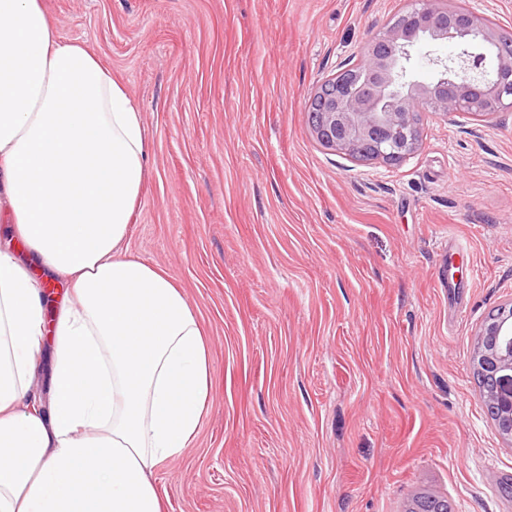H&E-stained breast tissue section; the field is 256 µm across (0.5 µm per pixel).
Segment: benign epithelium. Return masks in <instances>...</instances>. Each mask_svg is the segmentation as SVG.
Masks as SVG:
<instances>
[{"label":"benign epithelium","instance_id":"1","mask_svg":"<svg viewBox=\"0 0 512 512\" xmlns=\"http://www.w3.org/2000/svg\"><path fill=\"white\" fill-rule=\"evenodd\" d=\"M456 39L500 47L495 24L463 4L448 0H408L360 51L351 79L325 80L309 99L313 136L327 150L352 157L367 150L375 160H402L420 145L416 115L422 111L480 116L512 108V52L498 57L494 70L486 55L466 49L442 62L441 77L427 84L408 78L410 49L422 40ZM472 364L488 384L484 403L497 413L500 437L512 447V304L485 322Z\"/></svg>","mask_w":512,"mask_h":512}]
</instances>
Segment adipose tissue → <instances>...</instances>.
<instances>
[{"label":"adipose tissue","mask_w":512,"mask_h":512,"mask_svg":"<svg viewBox=\"0 0 512 512\" xmlns=\"http://www.w3.org/2000/svg\"><path fill=\"white\" fill-rule=\"evenodd\" d=\"M147 169L111 69L42 0H0V194L26 249L0 246V512H163L153 471L194 438L209 359L178 287L125 247ZM44 278L70 290L51 316Z\"/></svg>","instance_id":"adipose-tissue-1"}]
</instances>
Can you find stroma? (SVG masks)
<instances>
[{
  "label": "stroma",
  "instance_id": "stroma-1",
  "mask_svg": "<svg viewBox=\"0 0 512 512\" xmlns=\"http://www.w3.org/2000/svg\"><path fill=\"white\" fill-rule=\"evenodd\" d=\"M139 106L150 145L128 251L209 344L207 409L154 470L167 512H512V447L472 356L512 303V110L421 115L418 150L357 160L309 95L404 0H43ZM457 41H423L432 83Z\"/></svg>",
  "mask_w": 512,
  "mask_h": 512
}]
</instances>
